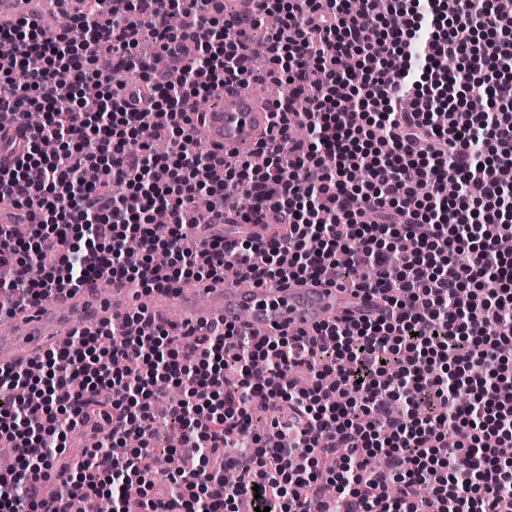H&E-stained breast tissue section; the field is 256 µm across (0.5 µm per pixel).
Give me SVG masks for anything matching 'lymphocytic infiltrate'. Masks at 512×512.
I'll list each match as a JSON object with an SVG mask.
<instances>
[{"label":"lymphocytic infiltrate","mask_w":512,"mask_h":512,"mask_svg":"<svg viewBox=\"0 0 512 512\" xmlns=\"http://www.w3.org/2000/svg\"><path fill=\"white\" fill-rule=\"evenodd\" d=\"M53 37L0 25V110L39 111L26 151L0 168V200L39 209L26 240L0 223V318L95 280L139 293L223 278L258 287L320 281L379 295L385 311L258 338L245 326L155 322L147 307L73 334L0 368V512H43L42 483L63 472L66 497L114 512H512V18L494 0H260L282 19L267 42L273 134L265 167L197 146L182 104L248 82L250 48L221 24L213 0H82ZM187 24L170 26L173 12ZM168 55L154 74L144 34ZM136 70L148 107L109 85L99 60ZM463 62V74L448 70ZM99 84L98 103L77 97ZM484 90L473 97L467 85ZM170 143L153 154L143 126ZM45 140L56 155L39 153ZM96 167V182L81 180ZM455 181L458 191L444 187ZM126 184L114 200L113 182ZM227 198L224 223L261 224V238H205L200 192ZM168 223H152L155 211ZM139 251L128 256V239ZM43 275L26 276L28 261ZM308 386L285 382L288 370ZM182 390L165 416L196 457L156 491L166 466L154 446L164 386ZM113 394L99 412L100 391ZM266 433L254 420L271 404ZM104 417L109 442L71 452L67 432ZM136 438L115 457L111 446ZM244 452L225 455L228 443ZM239 480L224 483L225 470ZM139 496L127 498V485ZM334 487L335 498L324 495Z\"/></svg>","instance_id":"lymphocytic-infiltrate-1"}]
</instances>
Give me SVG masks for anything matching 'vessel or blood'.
<instances>
[{
  "label": "vessel or blood",
  "instance_id": "b4317fda",
  "mask_svg": "<svg viewBox=\"0 0 512 512\" xmlns=\"http://www.w3.org/2000/svg\"><path fill=\"white\" fill-rule=\"evenodd\" d=\"M56 0H0V21L42 22L54 16V28L65 25L67 16L57 11ZM213 106L197 112L196 124L208 147L228 154L253 153L269 124L268 111L238 83L225 85ZM22 118L0 127V165L15 159L26 147ZM243 232L262 235L259 224L200 225L194 238L222 234L235 237ZM150 314L165 319L171 305H178L185 321L193 324H247L251 333L264 337L281 331L310 328L339 317L377 315L384 306L381 297L354 296L350 291L325 287L313 281H290L269 288L207 283L200 289L172 293L153 291ZM132 307V291L121 281L113 282L107 293L87 288L54 295L26 307L7 322H0V366L10 367L59 345L71 334L124 315Z\"/></svg>",
  "mask_w": 512,
  "mask_h": 512
}]
</instances>
